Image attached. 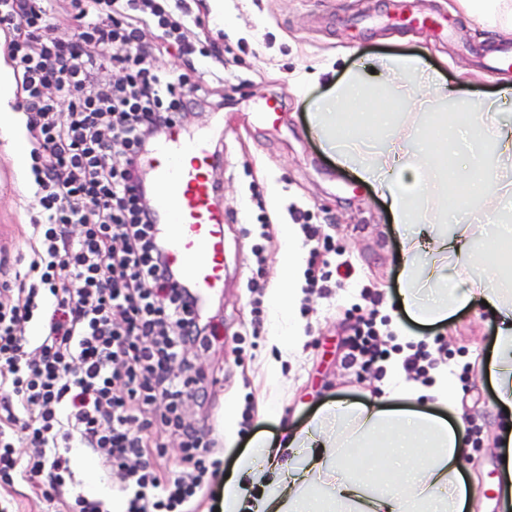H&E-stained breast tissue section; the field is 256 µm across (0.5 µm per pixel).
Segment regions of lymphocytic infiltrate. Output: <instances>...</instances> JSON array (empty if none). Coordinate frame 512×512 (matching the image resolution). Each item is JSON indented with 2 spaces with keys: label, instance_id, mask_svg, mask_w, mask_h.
<instances>
[{
  "label": "lymphocytic infiltrate",
  "instance_id": "lymphocytic-infiltrate-1",
  "mask_svg": "<svg viewBox=\"0 0 512 512\" xmlns=\"http://www.w3.org/2000/svg\"><path fill=\"white\" fill-rule=\"evenodd\" d=\"M72 5L76 48L58 38L50 0H0V53L20 86L37 202L27 251L0 259V486L26 482L64 512H110L78 488L80 448L104 476L119 474L125 512H193L219 467L210 430L184 414L206 381L187 353L207 349L220 325L170 258L142 160L177 125L188 81L153 66L146 34L161 30L191 55L200 21L184 0L169 10L158 0ZM107 64L119 79H99ZM293 219L315 241L313 288L331 279L336 244L304 213ZM379 336L375 317L361 318L348 365L386 361ZM149 428L180 439L179 472L164 473Z\"/></svg>",
  "mask_w": 512,
  "mask_h": 512
}]
</instances>
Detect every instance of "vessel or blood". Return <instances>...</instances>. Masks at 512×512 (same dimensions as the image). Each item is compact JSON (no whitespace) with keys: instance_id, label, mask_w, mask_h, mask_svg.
Here are the masks:
<instances>
[{"instance_id":"1","label":"vessel or blood","mask_w":512,"mask_h":512,"mask_svg":"<svg viewBox=\"0 0 512 512\" xmlns=\"http://www.w3.org/2000/svg\"><path fill=\"white\" fill-rule=\"evenodd\" d=\"M147 166L156 188L179 189L176 202L157 201L160 231L172 260L199 299H206L224 286V216L215 203L211 146L176 129L157 144Z\"/></svg>"}]
</instances>
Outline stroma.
<instances>
[{
	"instance_id": "stroma-1",
	"label": "stroma",
	"mask_w": 512,
	"mask_h": 512,
	"mask_svg": "<svg viewBox=\"0 0 512 512\" xmlns=\"http://www.w3.org/2000/svg\"><path fill=\"white\" fill-rule=\"evenodd\" d=\"M186 5L203 21L205 56L191 60L161 42L159 33L150 38L158 44L153 63L159 70L187 75L195 66L224 67L223 111L196 106L181 118L185 132L207 129L224 142L223 161L212 170L224 206V289L208 301L223 312L224 330L195 360L207 378V402H185L196 423L212 426L221 472L229 473L253 437L277 439L283 426L300 428L329 402L371 403L383 396L393 374L343 365L358 316L373 309L388 322L386 346H424L454 375L468 420L479 428L464 456L470 512H504L503 494L493 487L502 478L503 417L484 373L495 323L479 304L436 326L416 324L399 308L400 245L390 213L369 185L325 150L313 115L316 101L349 70L396 54L421 57L458 95L480 103L512 79V69H486L491 56L512 50V33L482 27L454 0H224L241 29L237 36L224 32L210 0ZM401 13L434 18L449 32L402 25ZM314 72L319 80L297 94L296 81ZM272 99L281 110L278 120L268 121L262 112ZM295 209L335 240L328 261L348 264L351 274L327 292L303 289L293 310L303 336L288 350L274 342L279 326L270 290L283 247L279 227L291 223ZM34 211L9 143L0 138V248L25 247ZM261 213L269 221L264 229L257 221ZM262 240L263 290L256 296L246 280L251 248ZM256 297L264 319L259 337L249 334ZM228 410L235 418L230 438L224 435Z\"/></svg>"
}]
</instances>
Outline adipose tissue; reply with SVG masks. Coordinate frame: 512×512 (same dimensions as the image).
<instances>
[{
	"instance_id": "ef3b65f1",
	"label": "adipose tissue",
	"mask_w": 512,
	"mask_h": 512,
	"mask_svg": "<svg viewBox=\"0 0 512 512\" xmlns=\"http://www.w3.org/2000/svg\"><path fill=\"white\" fill-rule=\"evenodd\" d=\"M484 26L512 29V0H457ZM13 96L0 72V137L25 169L27 144L5 107ZM421 58L387 57L372 77L353 71L315 104L317 137L339 165L372 184L387 203L402 243L401 296L406 313L424 325L444 323L475 301L487 304L496 335L487 362L500 406L512 412V120L497 100L455 101ZM438 112L431 125L400 122V113ZM497 206L479 224H451L449 203ZM283 249L271 290L281 341L295 346L297 320L285 317L304 268L294 225L282 229ZM421 398L443 407L413 408ZM467 423L453 377L431 385L411 381L386 390L376 404L336 402L281 441L259 439L224 479V512H467L462 472Z\"/></svg>"
}]
</instances>
